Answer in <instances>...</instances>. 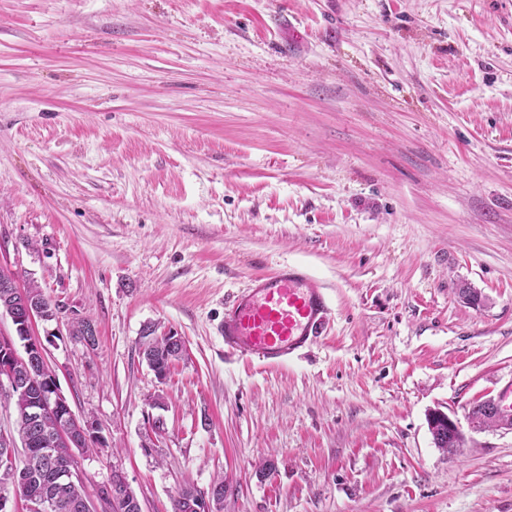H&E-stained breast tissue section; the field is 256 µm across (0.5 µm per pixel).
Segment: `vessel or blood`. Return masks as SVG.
I'll return each instance as SVG.
<instances>
[{"instance_id": "obj_1", "label": "vessel or blood", "mask_w": 512, "mask_h": 512, "mask_svg": "<svg viewBox=\"0 0 512 512\" xmlns=\"http://www.w3.org/2000/svg\"><path fill=\"white\" fill-rule=\"evenodd\" d=\"M329 310L323 284L302 266L283 264L232 294L217 333L226 352L276 366L317 342Z\"/></svg>"}]
</instances>
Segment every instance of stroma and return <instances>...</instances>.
Listing matches in <instances>:
<instances>
[{"label": "stroma", "mask_w": 512, "mask_h": 512, "mask_svg": "<svg viewBox=\"0 0 512 512\" xmlns=\"http://www.w3.org/2000/svg\"><path fill=\"white\" fill-rule=\"evenodd\" d=\"M284 262L321 341L226 355ZM0 267L61 307L89 498L117 467L142 512L220 476L224 512H512V429L468 420L512 383V0H0ZM148 327L186 346L162 383Z\"/></svg>", "instance_id": "stroma-1"}]
</instances>
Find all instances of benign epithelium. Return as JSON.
Listing matches in <instances>:
<instances>
[{
	"label": "benign epithelium",
	"instance_id": "benign-epithelium-1",
	"mask_svg": "<svg viewBox=\"0 0 512 512\" xmlns=\"http://www.w3.org/2000/svg\"><path fill=\"white\" fill-rule=\"evenodd\" d=\"M7 314L14 325L15 337L0 338V397L12 401L23 392V382L13 371V363L20 359L30 361L38 367L40 381L46 387L40 395L31 399L24 413L16 414L14 428L10 431L0 429V476L7 480L0 483V512H10L9 503L18 500L16 485L8 481V477L19 472L21 465L17 463L18 444L16 434L25 424H34L41 420L43 414L55 412L59 415L62 427L56 435V443L61 448H67L73 455L74 462L70 467L57 474V482L62 486L83 481V471L79 462L83 448L93 445L97 448L106 446L104 438L99 435L97 424L86 417H78L71 409L67 399L60 393L56 375L50 369L46 360V349L43 343L34 337L33 323L35 320H47L43 313L30 306L21 315L13 308L5 305L0 308V314ZM482 411L499 422L502 427L512 428V421L503 418L499 413L497 401L486 399L479 402ZM125 483L121 472L112 471L111 482L102 487L99 501L102 509H97L91 501H84L83 512H112L116 508L115 489ZM194 512H224V501L214 491H209L203 498L191 504Z\"/></svg>",
	"mask_w": 512,
	"mask_h": 512
}]
</instances>
